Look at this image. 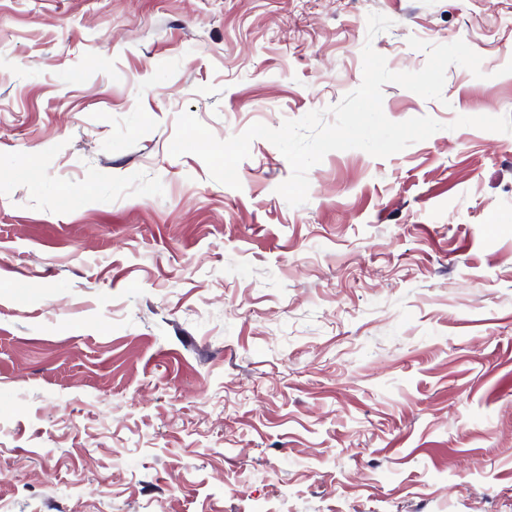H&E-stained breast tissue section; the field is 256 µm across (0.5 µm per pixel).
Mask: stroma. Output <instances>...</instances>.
Segmentation results:
<instances>
[{
	"label": "stroma",
	"instance_id": "1",
	"mask_svg": "<svg viewBox=\"0 0 512 512\" xmlns=\"http://www.w3.org/2000/svg\"><path fill=\"white\" fill-rule=\"evenodd\" d=\"M391 27L367 35V17ZM464 41L444 128L305 204L171 156ZM512 0H0V512H512Z\"/></svg>",
	"mask_w": 512,
	"mask_h": 512
}]
</instances>
